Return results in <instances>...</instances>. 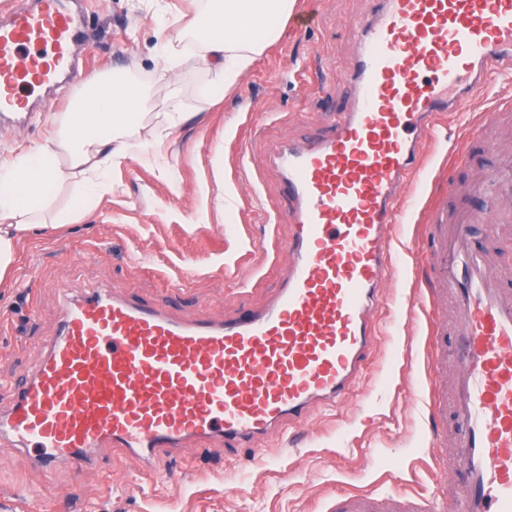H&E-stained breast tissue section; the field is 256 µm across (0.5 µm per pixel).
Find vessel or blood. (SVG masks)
Listing matches in <instances>:
<instances>
[{"label": "vessel or blood", "instance_id": "b4317fda", "mask_svg": "<svg viewBox=\"0 0 512 512\" xmlns=\"http://www.w3.org/2000/svg\"><path fill=\"white\" fill-rule=\"evenodd\" d=\"M358 27L360 50L347 81L352 106L331 130L282 147L274 162L293 232L290 270L260 309L191 322L131 299L91 290L68 300L46 353L22 382L4 381L0 440L45 473L97 465L115 450L150 464L185 441L247 448L270 430L299 427L318 404L344 401L380 334L390 229L401 186L424 165L415 148L446 114L462 111L494 73L512 71V0H378ZM83 37L64 0H41L0 27V107L23 106L19 88L38 83ZM478 141L466 129L449 150L468 165ZM512 197V156L478 189ZM496 213L456 212L431 227L427 278L452 299L456 343L431 324V373L452 367L453 397L432 394L437 446L453 450L454 512H512V266L489 268L484 240ZM482 225L476 237L473 225ZM329 512H379L366 494L337 498Z\"/></svg>", "mask_w": 512, "mask_h": 512}]
</instances>
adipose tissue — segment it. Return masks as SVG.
<instances>
[{
    "label": "adipose tissue",
    "instance_id": "adipose-tissue-1",
    "mask_svg": "<svg viewBox=\"0 0 512 512\" xmlns=\"http://www.w3.org/2000/svg\"><path fill=\"white\" fill-rule=\"evenodd\" d=\"M195 2V26L166 43L162 67L174 70L188 55L208 58L216 62L229 88L281 36L294 0ZM146 106L131 85L99 82L67 113L60 138L32 145L11 162L0 164V281L9 273L24 233L45 220L55 228L71 223V210L52 208L55 191L64 180L78 179L76 200L79 208L86 209L111 194L108 173L114 163L130 155L159 160L155 143L123 139L126 127L139 121ZM63 151L70 158L66 169L59 161Z\"/></svg>",
    "mask_w": 512,
    "mask_h": 512
}]
</instances>
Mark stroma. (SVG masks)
I'll use <instances>...</instances> for the list:
<instances>
[{"label":"stroma","mask_w":512,"mask_h":512,"mask_svg":"<svg viewBox=\"0 0 512 512\" xmlns=\"http://www.w3.org/2000/svg\"><path fill=\"white\" fill-rule=\"evenodd\" d=\"M87 40L71 49L77 76L36 94L19 120L0 117V162L56 138L62 112L87 84L109 74L136 86L148 105L127 141H151L171 112L186 121L161 147L167 174L133 158L112 169V193L59 230L34 229L0 284V380L23 378L44 355L66 301L89 288L153 303L175 318L214 319L258 309L288 275L279 245L291 224L273 159L288 142L327 131L351 103L345 75L372 18L374 0H296L280 38L225 89L207 59L191 56L162 70L156 49L195 20L194 0H77ZM210 97H202V87ZM512 80L492 79L463 112L439 124L417 150L425 164L403 186L409 206L393 231L395 267L385 277L390 317L369 367L348 398L315 406L298 432L281 429L257 448L190 442L137 457L45 474L0 447V512H326L336 496L372 492L393 512L404 498L448 512L446 451L432 447L427 384L428 322L406 316L427 295L422 277L428 226L476 204L473 189L512 155ZM481 126L474 163L455 168L448 149L467 124ZM288 447L279 455L280 447Z\"/></svg>","instance_id":"stroma-1"}]
</instances>
